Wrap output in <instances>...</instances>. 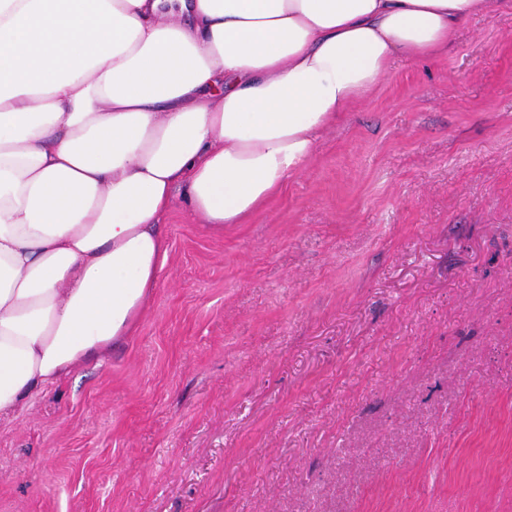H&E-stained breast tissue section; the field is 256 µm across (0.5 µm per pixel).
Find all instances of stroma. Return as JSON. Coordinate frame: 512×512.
<instances>
[{
    "label": "stroma",
    "instance_id": "obj_1",
    "mask_svg": "<svg viewBox=\"0 0 512 512\" xmlns=\"http://www.w3.org/2000/svg\"><path fill=\"white\" fill-rule=\"evenodd\" d=\"M163 222L134 336L0 420V512H512L511 7Z\"/></svg>",
    "mask_w": 512,
    "mask_h": 512
}]
</instances>
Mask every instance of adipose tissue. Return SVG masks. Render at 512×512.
Listing matches in <instances>:
<instances>
[{"mask_svg": "<svg viewBox=\"0 0 512 512\" xmlns=\"http://www.w3.org/2000/svg\"><path fill=\"white\" fill-rule=\"evenodd\" d=\"M488 0H0V419L134 334L175 190L243 223Z\"/></svg>", "mask_w": 512, "mask_h": 512, "instance_id": "ef3b65f1", "label": "adipose tissue"}]
</instances>
